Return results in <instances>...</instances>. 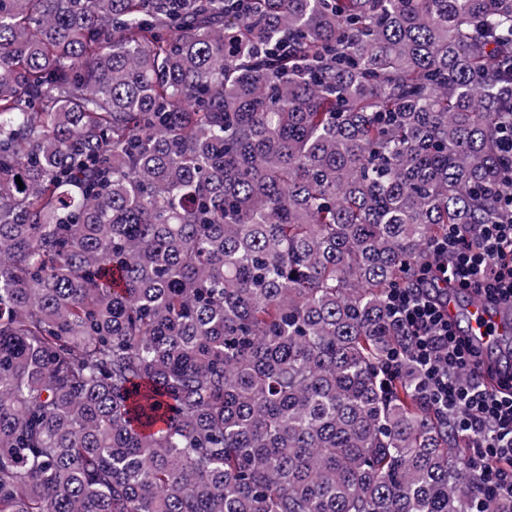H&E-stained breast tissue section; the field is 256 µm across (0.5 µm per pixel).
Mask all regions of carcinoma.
I'll return each instance as SVG.
<instances>
[{
	"label": "carcinoma",
	"instance_id": "obj_1",
	"mask_svg": "<svg viewBox=\"0 0 512 512\" xmlns=\"http://www.w3.org/2000/svg\"><path fill=\"white\" fill-rule=\"evenodd\" d=\"M505 58L512 0H0V512L482 509L385 296L512 191Z\"/></svg>",
	"mask_w": 512,
	"mask_h": 512
}]
</instances>
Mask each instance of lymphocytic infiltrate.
<instances>
[{
    "label": "lymphocytic infiltrate",
    "instance_id": "f902f5d3",
    "mask_svg": "<svg viewBox=\"0 0 512 512\" xmlns=\"http://www.w3.org/2000/svg\"><path fill=\"white\" fill-rule=\"evenodd\" d=\"M430 256L412 285L387 296L408 344L388 357L385 369L395 376L403 361L413 364L426 400L458 436L476 441L467 466L480 478L482 497L512 503V370L498 390L487 389L475 370L482 354L449 325L438 287L453 281L491 303L512 302V207L491 224L449 225Z\"/></svg>",
    "mask_w": 512,
    "mask_h": 512
}]
</instances>
